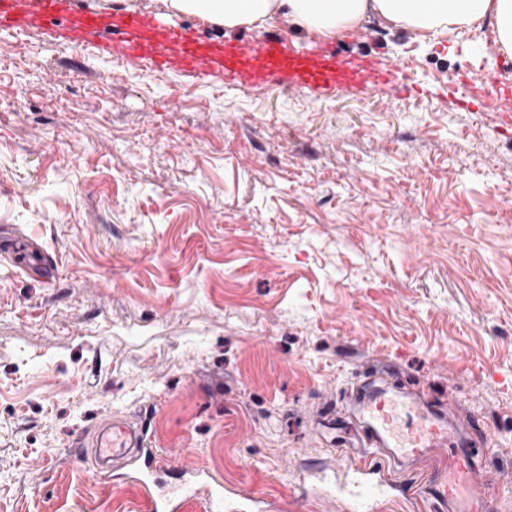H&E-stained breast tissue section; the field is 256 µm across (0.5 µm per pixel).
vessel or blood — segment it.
Masks as SVG:
<instances>
[{
	"instance_id": "obj_1",
	"label": "vessel or blood",
	"mask_w": 512,
	"mask_h": 512,
	"mask_svg": "<svg viewBox=\"0 0 512 512\" xmlns=\"http://www.w3.org/2000/svg\"><path fill=\"white\" fill-rule=\"evenodd\" d=\"M34 27L52 28L70 44L96 41L117 59H147L156 67L198 76L220 72L233 85L260 86L275 77L291 90L330 94L351 87L375 90L405 79L398 65L380 68L366 56L309 53L277 38L262 37L247 46L208 42L183 25L164 24L144 12L82 9L75 0H0L1 29L24 32ZM510 99L511 84L486 78L475 103L479 110L496 112ZM352 413L364 423L367 437L365 451L348 456L344 469L348 512H376L398 488L389 463L415 460L432 463L429 490L441 512H488L497 490L494 476L482 469L491 437L478 443L461 437L444 414L413 397L374 393L357 400ZM95 448L98 456L125 459L139 476L145 512H161L163 504L149 492L148 482L173 463L174 453L146 447L142 431L124 421L102 432ZM196 472L203 479L208 512H250L253 496L248 490L228 497L223 483L205 467Z\"/></svg>"
}]
</instances>
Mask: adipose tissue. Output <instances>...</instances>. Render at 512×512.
I'll return each instance as SVG.
<instances>
[{"instance_id": "obj_1", "label": "adipose tissue", "mask_w": 512, "mask_h": 512, "mask_svg": "<svg viewBox=\"0 0 512 512\" xmlns=\"http://www.w3.org/2000/svg\"><path fill=\"white\" fill-rule=\"evenodd\" d=\"M165 4L169 11L227 28L259 29L278 17L323 37L374 19L423 34L487 19L493 49L512 56V0H165Z\"/></svg>"}]
</instances>
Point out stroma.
Wrapping results in <instances>:
<instances>
[{"label": "stroma", "instance_id": "1", "mask_svg": "<svg viewBox=\"0 0 512 512\" xmlns=\"http://www.w3.org/2000/svg\"><path fill=\"white\" fill-rule=\"evenodd\" d=\"M76 4L223 42L275 33L407 80L246 89L0 31V512H141L134 486L95 471L108 420L180 449L160 486L202 463L263 512H343L298 484L362 440L360 385L491 435L512 512V121L456 81H512L490 24L316 38L163 0ZM381 362L394 375L374 376ZM424 469L406 466L415 494L381 512H435Z\"/></svg>", "mask_w": 512, "mask_h": 512}]
</instances>
